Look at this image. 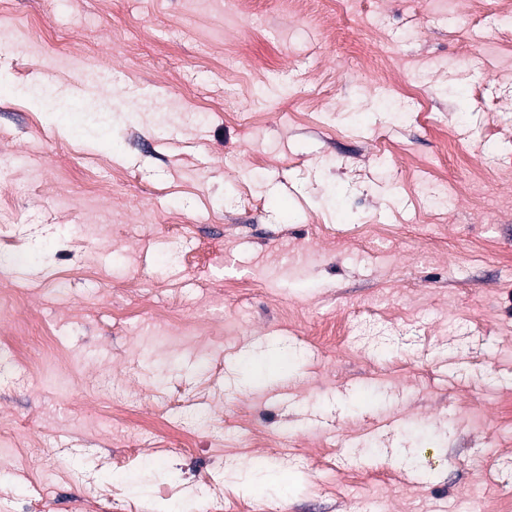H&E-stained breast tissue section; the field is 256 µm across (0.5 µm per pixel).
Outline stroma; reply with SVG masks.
<instances>
[{"label": "stroma", "instance_id": "35a3bbf8", "mask_svg": "<svg viewBox=\"0 0 512 512\" xmlns=\"http://www.w3.org/2000/svg\"><path fill=\"white\" fill-rule=\"evenodd\" d=\"M0 28V512H512L498 0Z\"/></svg>", "mask_w": 512, "mask_h": 512}]
</instances>
